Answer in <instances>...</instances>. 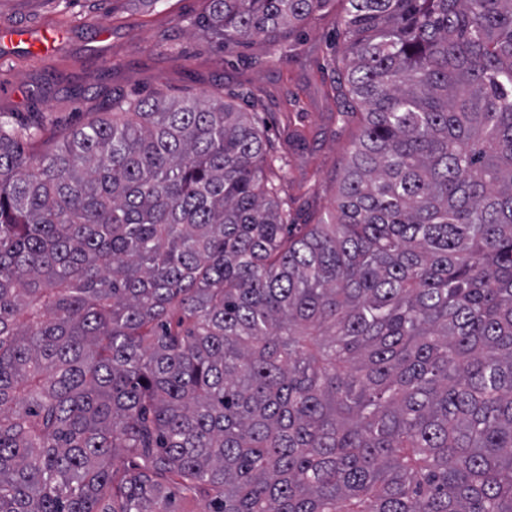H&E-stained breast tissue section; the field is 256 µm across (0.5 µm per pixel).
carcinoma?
<instances>
[{
  "mask_svg": "<svg viewBox=\"0 0 512 512\" xmlns=\"http://www.w3.org/2000/svg\"><path fill=\"white\" fill-rule=\"evenodd\" d=\"M347 2L327 221L222 98L0 124V512H512V0Z\"/></svg>",
  "mask_w": 512,
  "mask_h": 512,
  "instance_id": "carcinoma-1",
  "label": "carcinoma"
}]
</instances>
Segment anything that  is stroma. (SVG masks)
Wrapping results in <instances>:
<instances>
[{"label": "stroma", "mask_w": 512, "mask_h": 512, "mask_svg": "<svg viewBox=\"0 0 512 512\" xmlns=\"http://www.w3.org/2000/svg\"><path fill=\"white\" fill-rule=\"evenodd\" d=\"M205 8V0H0V30L54 36L41 55L20 39L0 45V117L14 126L42 117L37 152L117 95H220L251 113L285 157L289 222L329 219L360 134L357 104L335 91L345 0H331L277 41L223 46L198 25Z\"/></svg>", "instance_id": "1"}]
</instances>
